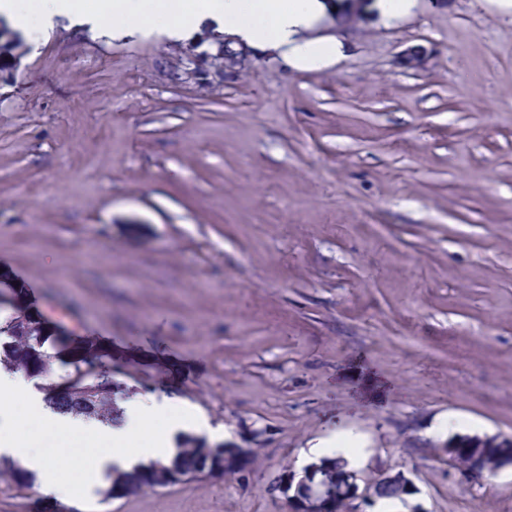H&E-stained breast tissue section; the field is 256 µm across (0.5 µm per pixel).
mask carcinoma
I'll use <instances>...</instances> for the list:
<instances>
[{"mask_svg": "<svg viewBox=\"0 0 512 512\" xmlns=\"http://www.w3.org/2000/svg\"><path fill=\"white\" fill-rule=\"evenodd\" d=\"M57 363L67 368L65 378L73 381L71 390L65 395L58 392V381L54 379V365ZM0 367L45 378L41 386L43 401L53 410L102 422L114 421L112 404L117 392L104 390L100 383L83 380L79 370L65 359L58 337L47 334L45 328L33 322L25 321L16 311L0 321ZM222 460L224 449L203 438L186 435L177 454L168 463H156L131 473H117L113 475L108 493L123 497L160 487V475L170 468L184 478L203 475L207 463L217 465ZM316 476L333 501L335 512H342L347 499L343 472L336 469V463L322 459L317 463ZM0 478L12 482L19 489L32 484L30 473L2 458Z\"/></svg>", "mask_w": 512, "mask_h": 512, "instance_id": "carcinoma-1", "label": "carcinoma"}]
</instances>
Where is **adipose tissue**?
Returning a JSON list of instances; mask_svg holds the SVG:
<instances>
[{
  "label": "adipose tissue",
  "instance_id": "adipose-tissue-1",
  "mask_svg": "<svg viewBox=\"0 0 512 512\" xmlns=\"http://www.w3.org/2000/svg\"><path fill=\"white\" fill-rule=\"evenodd\" d=\"M326 11L325 0H191L187 5L179 0H99L95 13L89 14L83 0H0V15L25 31L30 30L32 19L43 21L62 14L94 28L111 18L120 20L130 30L161 21L169 37L177 38L197 19L209 17L221 22L224 32L237 41L283 50L301 70L325 67L342 55L340 42L299 38L300 32L312 27ZM40 384V378L0 369V456L11 458L35 474L40 493L49 498L65 495L57 481V473L65 461L39 450L29 436L11 432L13 418L8 410L11 404H24L45 427L81 436L89 449L82 482L83 491L89 495L107 482L113 470L130 471L152 461L169 460L176 453L175 435L199 430L202 425L200 416L184 409L173 410L167 429L161 431L154 443L131 455L125 445L141 433L148 413L143 402L128 405L121 423L111 425L54 412L45 405Z\"/></svg>",
  "mask_w": 512,
  "mask_h": 512
}]
</instances>
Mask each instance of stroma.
<instances>
[{
  "label": "stroma",
  "instance_id": "35a3bbf8",
  "mask_svg": "<svg viewBox=\"0 0 512 512\" xmlns=\"http://www.w3.org/2000/svg\"><path fill=\"white\" fill-rule=\"evenodd\" d=\"M303 71L211 21L115 37L65 16L0 84V277L123 363L133 400L183 402L257 459L135 495L0 512H288L274 487L318 440L358 435L364 512H512L440 452L470 420L512 438V0L325 16ZM428 61L398 63L408 47ZM379 480H383L384 483H393L399 485L405 494H409L414 490L412 479L402 471L396 472L395 474H385L381 476ZM373 483H376L374 490L377 497L374 494V490L370 488L368 494L366 495L368 499L375 500V498H378L380 500H403V495L405 494L400 490L399 487L391 484H382L377 482V480H375Z\"/></svg>",
  "mask_w": 512,
  "mask_h": 512
}]
</instances>
